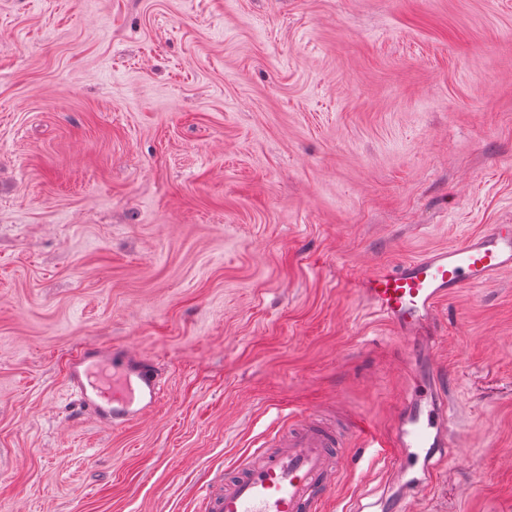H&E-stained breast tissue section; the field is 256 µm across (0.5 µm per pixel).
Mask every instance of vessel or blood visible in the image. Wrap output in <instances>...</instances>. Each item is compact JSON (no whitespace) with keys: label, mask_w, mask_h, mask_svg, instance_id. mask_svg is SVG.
Masks as SVG:
<instances>
[{"label":"vessel or blood","mask_w":512,"mask_h":512,"mask_svg":"<svg viewBox=\"0 0 512 512\" xmlns=\"http://www.w3.org/2000/svg\"><path fill=\"white\" fill-rule=\"evenodd\" d=\"M512 270V224H490L462 242L428 250L370 270L358 295L369 314L393 330L408 368L419 364L417 343L424 326L436 323L442 303L480 288ZM67 388L83 415L115 429L126 427L159 402L157 367L123 348L87 344L69 358ZM409 401L393 417L392 436L381 442L365 417L350 412L328 424L296 414L287 432L255 449L205 490L204 512H312L336 483L335 462L343 448L389 445L391 471L403 477L399 490L381 495L384 512H408L425 489L412 470H437L452 454L455 417L448 387L439 374L413 378Z\"/></svg>","instance_id":"1"}]
</instances>
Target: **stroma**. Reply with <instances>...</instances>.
<instances>
[{
  "mask_svg": "<svg viewBox=\"0 0 512 512\" xmlns=\"http://www.w3.org/2000/svg\"><path fill=\"white\" fill-rule=\"evenodd\" d=\"M512 222V0H0V512H203L289 409L388 436L359 277ZM459 446L409 512H512V271L440 310ZM86 343L158 405L74 414ZM321 512L381 494L354 445ZM114 374L124 379L132 394L112 384ZM66 383L82 414L112 429L146 414L162 394V376L153 363L124 348L98 344H86L72 354Z\"/></svg>",
  "mask_w": 512,
  "mask_h": 512,
  "instance_id": "stroma-1",
  "label": "stroma"
}]
</instances>
